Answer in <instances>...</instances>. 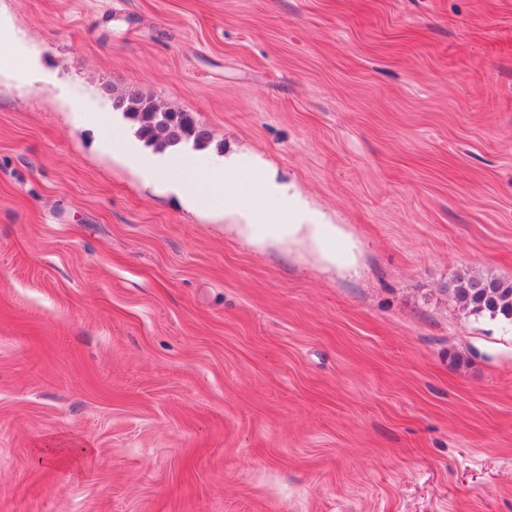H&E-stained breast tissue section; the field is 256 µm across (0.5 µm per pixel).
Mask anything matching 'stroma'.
I'll return each mask as SVG.
<instances>
[{"instance_id":"obj_1","label":"stroma","mask_w":512,"mask_h":512,"mask_svg":"<svg viewBox=\"0 0 512 512\" xmlns=\"http://www.w3.org/2000/svg\"><path fill=\"white\" fill-rule=\"evenodd\" d=\"M0 26V512H512V325L446 293L512 281V0ZM107 84L191 112L200 170ZM218 158L287 223L199 210ZM256 178V185L249 195L248 201L241 202V207L246 208L249 204L253 203L259 195H261L269 202L275 201L277 206L275 214L269 218V223L283 224L280 222V216L288 217V194L282 187L277 186L270 180L263 179L260 175H258Z\"/></svg>"}]
</instances>
